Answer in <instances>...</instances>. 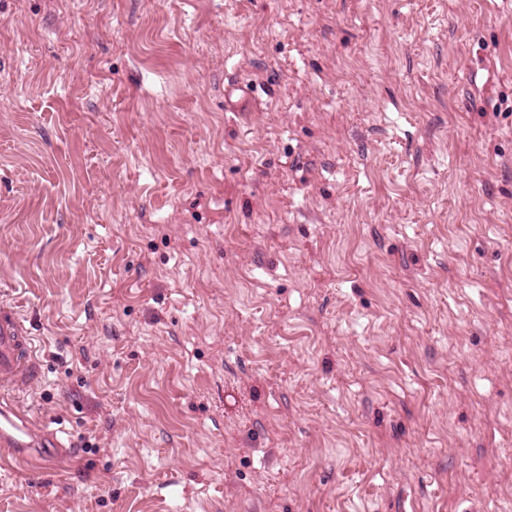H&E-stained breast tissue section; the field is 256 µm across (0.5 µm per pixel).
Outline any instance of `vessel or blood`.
I'll list each match as a JSON object with an SVG mask.
<instances>
[{
    "mask_svg": "<svg viewBox=\"0 0 512 512\" xmlns=\"http://www.w3.org/2000/svg\"><path fill=\"white\" fill-rule=\"evenodd\" d=\"M40 367L31 338L15 314L0 309V389L13 391L31 386ZM55 431L13 403H0V454L19 462L36 460L43 449L59 447Z\"/></svg>",
    "mask_w": 512,
    "mask_h": 512,
    "instance_id": "b4317fda",
    "label": "vessel or blood"
}]
</instances>
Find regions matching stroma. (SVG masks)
<instances>
[{
    "label": "stroma",
    "instance_id": "35a3bbf8",
    "mask_svg": "<svg viewBox=\"0 0 512 512\" xmlns=\"http://www.w3.org/2000/svg\"><path fill=\"white\" fill-rule=\"evenodd\" d=\"M2 303L0 512H512V0H0ZM40 366L33 353L31 338L15 314L0 309V388L14 391L31 386ZM1 460L14 459L30 463L40 457L43 448H63L57 432L46 423L21 411L13 403L0 398Z\"/></svg>",
    "mask_w": 512,
    "mask_h": 512
}]
</instances>
